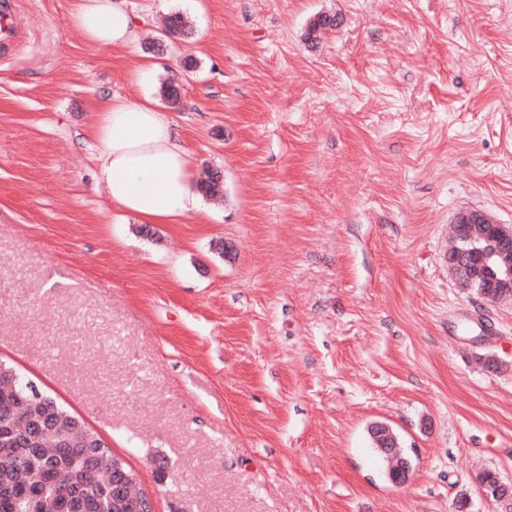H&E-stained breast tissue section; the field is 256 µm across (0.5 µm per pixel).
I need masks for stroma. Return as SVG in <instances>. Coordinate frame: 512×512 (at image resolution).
<instances>
[{
  "label": "stroma",
  "mask_w": 512,
  "mask_h": 512,
  "mask_svg": "<svg viewBox=\"0 0 512 512\" xmlns=\"http://www.w3.org/2000/svg\"><path fill=\"white\" fill-rule=\"evenodd\" d=\"M18 2L0 360L153 512H500L476 478L512 482V298L445 257L459 211L512 226V0H125L141 35L118 52L68 23L71 0ZM174 12L191 35L150 53ZM319 14L336 26L307 42ZM148 53L146 91L178 86L194 169L223 175L206 222L114 210L81 140ZM375 440L381 448L389 456L390 462V479L395 485H400L407 479L410 468L406 461L397 452V440L390 432L389 427L385 425H376L374 431Z\"/></svg>",
  "instance_id": "1"
}]
</instances>
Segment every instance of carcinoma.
Returning a JSON list of instances; mask_svg holds the SVG:
<instances>
[{
    "mask_svg": "<svg viewBox=\"0 0 512 512\" xmlns=\"http://www.w3.org/2000/svg\"><path fill=\"white\" fill-rule=\"evenodd\" d=\"M333 23L317 16L306 39L317 40ZM189 28L180 12L165 24L173 34ZM198 189L208 199L224 195L217 172ZM10 370L0 362V512H142L136 492L114 487L110 448L82 452L90 430Z\"/></svg>",
    "mask_w": 512,
    "mask_h": 512,
    "instance_id": "obj_1",
    "label": "carcinoma"
}]
</instances>
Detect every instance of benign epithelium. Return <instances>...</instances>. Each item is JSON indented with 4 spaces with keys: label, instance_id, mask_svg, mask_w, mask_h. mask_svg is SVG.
<instances>
[{
    "label": "benign epithelium",
    "instance_id": "7a95c632",
    "mask_svg": "<svg viewBox=\"0 0 512 512\" xmlns=\"http://www.w3.org/2000/svg\"><path fill=\"white\" fill-rule=\"evenodd\" d=\"M455 225L465 226L461 235H453L452 246L448 251L449 264L462 269L473 253L483 255L484 277L489 279L480 296L488 301L501 297L497 288H512V229L491 222L483 214L463 211L458 214ZM375 440L389 456L390 479L395 485H401L407 479L410 468L397 452V440L385 425L375 426ZM483 498L493 504L512 500V484L502 482L499 476H477Z\"/></svg>",
    "mask_w": 512,
    "mask_h": 512
}]
</instances>
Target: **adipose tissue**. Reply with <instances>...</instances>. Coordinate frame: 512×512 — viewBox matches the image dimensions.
I'll return each instance as SVG.
<instances>
[{"mask_svg":"<svg viewBox=\"0 0 512 512\" xmlns=\"http://www.w3.org/2000/svg\"><path fill=\"white\" fill-rule=\"evenodd\" d=\"M70 23L94 46L122 50L139 28L122 0H72ZM114 209L142 224L203 210L195 172L169 112L145 93L105 96L83 137Z\"/></svg>","mask_w":512,"mask_h":512,"instance_id":"adipose-tissue-1","label":"adipose tissue"}]
</instances>
